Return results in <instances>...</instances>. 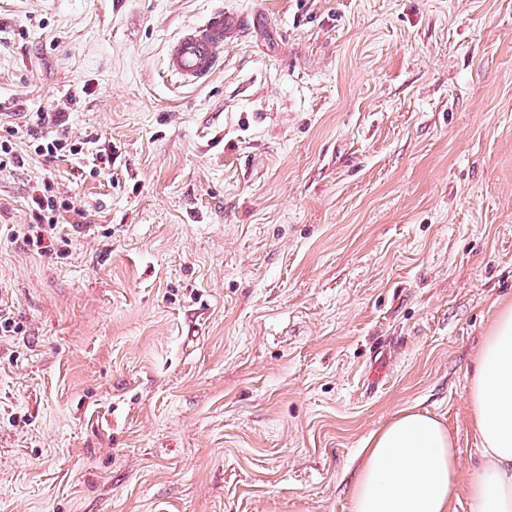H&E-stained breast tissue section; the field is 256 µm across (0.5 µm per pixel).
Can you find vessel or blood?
<instances>
[{"label":"vessel or blood","mask_w":512,"mask_h":512,"mask_svg":"<svg viewBox=\"0 0 512 512\" xmlns=\"http://www.w3.org/2000/svg\"><path fill=\"white\" fill-rule=\"evenodd\" d=\"M249 25L246 15L219 11L202 25L183 32L167 54V68L182 83L200 85L224 61V45L240 37Z\"/></svg>","instance_id":"vessel-or-blood-1"}]
</instances>
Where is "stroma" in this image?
Instances as JSON below:
<instances>
[{
	"instance_id": "35a3bbf8",
	"label": "stroma",
	"mask_w": 512,
	"mask_h": 512,
	"mask_svg": "<svg viewBox=\"0 0 512 512\" xmlns=\"http://www.w3.org/2000/svg\"><path fill=\"white\" fill-rule=\"evenodd\" d=\"M248 33L202 85L170 43ZM0 512H349L400 410L465 465L512 302V0H0ZM74 209L24 235L44 183ZM249 25L248 17L219 11L202 25L183 32L167 54V68L182 83L202 85L224 62V43L240 37ZM52 113L56 115H51ZM58 112H40L37 113V120L35 127L26 126L25 131L18 128L6 129L8 136L0 135V171L11 169L23 163V157L15 153V143L11 139H27L30 143L34 142L29 147H34L35 154L43 156L49 161H70V159L88 160L92 165L91 172L96 173L98 170L104 169L99 164H109V160L105 159L100 153L94 155L91 153V158L84 152L83 145L95 143L96 137L86 136L82 141H74L66 136L64 133L56 134L55 136H47L44 132V127L50 125L52 122L59 120ZM10 138V139H9ZM79 144V146H77ZM78 156V157H77ZM98 162L99 164H97Z\"/></svg>"
}]
</instances>
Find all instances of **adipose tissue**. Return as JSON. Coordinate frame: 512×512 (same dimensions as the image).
<instances>
[{
  "mask_svg": "<svg viewBox=\"0 0 512 512\" xmlns=\"http://www.w3.org/2000/svg\"><path fill=\"white\" fill-rule=\"evenodd\" d=\"M480 458L464 468L445 424L411 409L398 412L364 450L350 512H450L464 491L476 512H512V304L497 308L470 382ZM467 483H460L461 470Z\"/></svg>",
  "mask_w": 512,
  "mask_h": 512,
  "instance_id": "adipose-tissue-1",
  "label": "adipose tissue"
}]
</instances>
